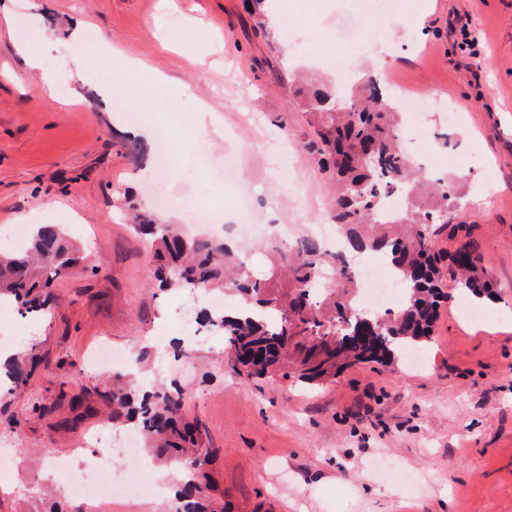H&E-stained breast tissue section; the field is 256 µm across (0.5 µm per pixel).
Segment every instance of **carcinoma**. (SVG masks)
<instances>
[{
  "instance_id": "carcinoma-1",
  "label": "carcinoma",
  "mask_w": 512,
  "mask_h": 512,
  "mask_svg": "<svg viewBox=\"0 0 512 512\" xmlns=\"http://www.w3.org/2000/svg\"><path fill=\"white\" fill-rule=\"evenodd\" d=\"M301 107L314 128L312 152L334 182L340 251L332 253L312 237L303 239L296 249L273 254L261 281L224 240L187 237L175 224L135 215L133 230L149 247L150 278L158 288L231 286L253 305L252 313L238 318L215 309L203 319L224 336L225 365L243 381L277 373L326 385L351 365L393 364L401 351L431 340L446 298L445 266L460 276V293L470 301L480 305L494 299L493 281L475 241L452 252L437 249V230L446 229L454 238L462 229L452 220L454 179H436L440 193L429 199L425 178L398 144L403 113L395 111L389 89L372 78L353 85L344 98L316 88L302 96ZM365 253L387 259L404 301L362 321L351 259ZM86 260L59 225L41 224L30 230L25 251L0 247V300L12 301L23 314H46L55 303L53 282ZM38 351L35 342L0 363L1 399L29 384ZM102 397L111 407L112 423L133 426L156 463L179 471L178 512H216L209 471L216 450L187 417L182 392L162 385L143 390L128 372L114 375Z\"/></svg>"
}]
</instances>
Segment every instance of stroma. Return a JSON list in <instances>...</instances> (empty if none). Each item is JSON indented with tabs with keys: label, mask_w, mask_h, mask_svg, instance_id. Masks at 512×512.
<instances>
[{
	"label": "stroma",
	"mask_w": 512,
	"mask_h": 512,
	"mask_svg": "<svg viewBox=\"0 0 512 512\" xmlns=\"http://www.w3.org/2000/svg\"><path fill=\"white\" fill-rule=\"evenodd\" d=\"M278 5V23L261 26L243 0H0V14L30 17L32 51L77 53L83 64L64 75L68 103L46 110L38 74L0 27V238L28 215L63 225L96 263L56 280L51 315L0 309V334L39 342L42 356L24 393L0 406V462L14 465L0 474V512H84L63 486L44 496V474L95 433L113 449L114 471L136 468L121 453L127 429L109 421L102 398L112 372L91 359L104 343L147 347L146 380L183 392L217 450L225 512H512V0H394L387 40L374 48L379 67L347 36L357 0H313L308 14L296 0ZM78 21L91 30L81 43ZM112 46L150 67L127 87L125 112L100 92L123 83ZM328 53L436 99L399 141L427 171L456 178L455 221L478 242L497 296L470 322L445 280L422 367L354 366L316 389L279 376L245 382L217 363L224 339L199 320L207 299L152 287L150 254L117 197L163 216L159 194L190 192L229 215L244 189L253 223L302 231L312 215L298 195L330 196L295 106L296 76L334 83ZM155 73L178 84L162 101ZM201 100L222 115L223 136L174 126V113ZM160 128L171 150L159 183L142 170L156 162L149 136ZM136 130L147 137L133 158ZM175 340L198 357L165 355Z\"/></svg>",
	"instance_id": "35a3bbf8"
}]
</instances>
